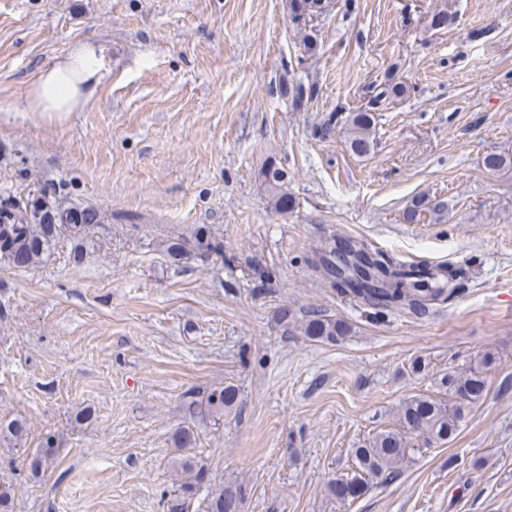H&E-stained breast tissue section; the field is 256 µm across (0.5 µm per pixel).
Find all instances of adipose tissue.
<instances>
[{
	"label": "adipose tissue",
	"mask_w": 512,
	"mask_h": 512,
	"mask_svg": "<svg viewBox=\"0 0 512 512\" xmlns=\"http://www.w3.org/2000/svg\"><path fill=\"white\" fill-rule=\"evenodd\" d=\"M99 56L95 43L84 42L42 69L26 96L28 110L59 121L83 108L103 80Z\"/></svg>",
	"instance_id": "ef3b65f1"
}]
</instances>
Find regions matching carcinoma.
Returning a JSON list of instances; mask_svg holds the SVG:
<instances>
[{
  "label": "carcinoma",
  "mask_w": 512,
  "mask_h": 512,
  "mask_svg": "<svg viewBox=\"0 0 512 512\" xmlns=\"http://www.w3.org/2000/svg\"><path fill=\"white\" fill-rule=\"evenodd\" d=\"M289 7L292 21L296 24L306 20L312 9L311 0H290ZM408 93L409 86L405 82L388 77L382 91L368 106L349 114L348 148L351 153L365 157L374 150L376 105L386 98H401ZM483 164L491 172L510 170L512 157L505 153H489L484 157ZM261 178L274 209L281 213L291 210L293 197L288 193L285 172L271 165L261 171ZM446 208L444 202L417 196L405 209L404 219L413 223L426 210L440 214ZM98 223L100 214L93 208H63L48 192L31 191L25 197L23 209L13 213L0 209V263L14 269L32 267L51 252L61 236L78 240L89 226ZM192 247L206 256L224 252L223 243L207 238L202 228L195 233ZM310 264L332 279L344 296L375 307L411 312L426 310V305L432 301L455 299L470 277L469 271L461 266L447 269L442 264L405 263L363 241L340 236L324 239L313 250ZM300 331L311 340L333 342L347 333V326L325 314L314 312L301 323ZM491 361L492 356L486 354L468 371L446 373L441 377V386L467 397L465 403L450 404L427 396L404 401L397 413V427L381 430L368 444L352 449L355 470L353 475L342 480L355 485L361 495L367 489L366 478L388 477L398 473L407 453L409 434L419 433L429 442L452 441L466 410L483 397L486 389L484 370ZM234 401L235 391L231 387L215 389L206 398L205 411L219 418L224 415V408ZM26 440L27 427L23 421L14 419L0 424V445L16 448L25 444ZM54 456V439L48 437L30 457L32 475H40ZM342 480L336 478L327 484L331 498H338V483ZM239 499L240 490L237 487L221 484L211 492L204 512H238Z\"/></svg>",
  "instance_id": "cac0c4a2"
}]
</instances>
